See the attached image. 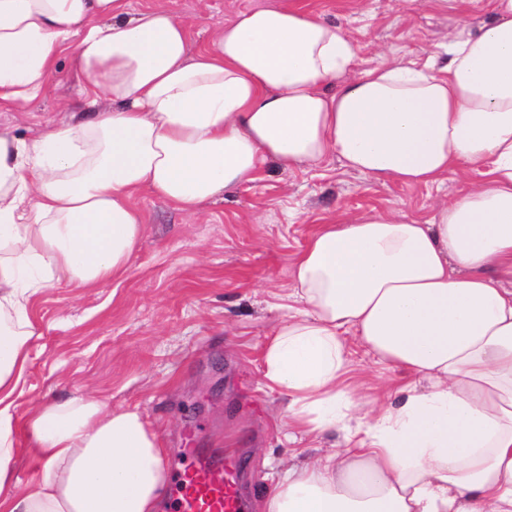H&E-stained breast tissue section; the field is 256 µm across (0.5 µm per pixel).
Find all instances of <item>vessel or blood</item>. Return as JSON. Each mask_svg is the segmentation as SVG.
<instances>
[{
  "mask_svg": "<svg viewBox=\"0 0 512 512\" xmlns=\"http://www.w3.org/2000/svg\"><path fill=\"white\" fill-rule=\"evenodd\" d=\"M188 462L171 494L170 512H244L235 456L215 448L187 449Z\"/></svg>",
  "mask_w": 512,
  "mask_h": 512,
  "instance_id": "b4317fda",
  "label": "vessel or blood"
}]
</instances>
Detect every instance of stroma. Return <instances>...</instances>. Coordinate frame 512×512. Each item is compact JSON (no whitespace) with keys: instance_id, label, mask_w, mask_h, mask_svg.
<instances>
[{"instance_id":"1","label":"stroma","mask_w":512,"mask_h":512,"mask_svg":"<svg viewBox=\"0 0 512 512\" xmlns=\"http://www.w3.org/2000/svg\"><path fill=\"white\" fill-rule=\"evenodd\" d=\"M256 0H133L162 5L188 24L196 46ZM356 39L359 70L386 59L443 56L448 31L458 21L450 9L426 0H307ZM80 77L63 56L47 92L26 112L0 110V131L24 140L84 111ZM461 165L432 186L386 185L344 167L337 157L305 170L263 165L256 181L186 215L152 193L132 206L145 232L125 276L97 288L67 283L38 295L31 314L34 339L25 391L15 412L78 388L108 408L138 409L161 438L169 468L190 447L222 448L234 442L246 463V512L291 465L293 450L315 456L341 444L340 434L304 436L289 443L280 415L283 397L262 385V356L273 326L286 320L288 274L313 225L372 210L423 221L434 206L476 180ZM347 382L371 396L378 381L399 386L407 376L375 365L348 340Z\"/></svg>"}]
</instances>
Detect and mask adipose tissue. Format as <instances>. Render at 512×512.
Returning a JSON list of instances; mask_svg holds the SVG:
<instances>
[{
	"label": "adipose tissue",
	"mask_w": 512,
	"mask_h": 512,
	"mask_svg": "<svg viewBox=\"0 0 512 512\" xmlns=\"http://www.w3.org/2000/svg\"><path fill=\"white\" fill-rule=\"evenodd\" d=\"M480 12L447 62L355 73L359 43L306 0H259L194 48L186 23L132 0H0V107L24 108L73 53L88 105L22 140L0 132V512H160L166 450L137 409L76 390L15 414L54 282L120 280L147 191L195 215L255 181L335 156L387 184L480 178L426 221L366 212L315 225L290 265L296 308L264 351L265 387L304 435L343 446L289 467L260 512H512V0ZM413 375L364 402L346 342ZM31 442L39 477L13 461ZM19 448L20 450L13 461V467L15 475L24 483L34 475V461L28 450L29 447L22 438H20Z\"/></svg>",
	"instance_id": "adipose-tissue-1"
}]
</instances>
